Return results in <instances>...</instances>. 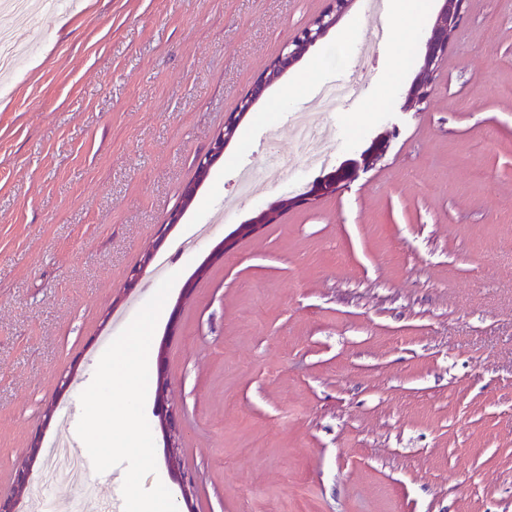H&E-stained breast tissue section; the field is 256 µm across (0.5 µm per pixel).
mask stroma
<instances>
[{"label": "stroma", "mask_w": 512, "mask_h": 512, "mask_svg": "<svg viewBox=\"0 0 512 512\" xmlns=\"http://www.w3.org/2000/svg\"><path fill=\"white\" fill-rule=\"evenodd\" d=\"M328 0H60L0 9V495L48 405L79 396L127 315L145 253L178 278L151 342L166 345L168 448L145 414L178 512H512V0H466L426 100L404 92L421 35L384 38L363 98L331 119L308 169L292 118L347 77L377 34L362 0L268 89L199 187L181 196L243 95ZM347 42L342 63L325 54ZM298 87L288 100V87ZM288 177L241 202L189 254L180 242L261 170L271 127ZM383 158L336 194L239 227L306 193L375 140ZM184 207L165 237L157 229ZM223 259L193 273L219 242ZM189 297H182L186 281ZM162 406V405H161ZM159 426L163 432L164 438L166 439L168 448H178L179 436H180V418L178 413L172 408L162 406V409L158 412Z\"/></svg>", "instance_id": "1"}]
</instances>
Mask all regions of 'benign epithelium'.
<instances>
[{
    "label": "benign epithelium",
    "mask_w": 512,
    "mask_h": 512,
    "mask_svg": "<svg viewBox=\"0 0 512 512\" xmlns=\"http://www.w3.org/2000/svg\"><path fill=\"white\" fill-rule=\"evenodd\" d=\"M441 2L442 5L434 25L425 39L423 64L407 93V100L409 101L420 103L426 99L432 76L442 55L448 49V32L458 27L463 19L465 0H441ZM353 3L354 0H329L327 9L288 42L287 51L278 54L270 62L252 88L241 98L236 112L229 117L224 125V130L217 134L211 141L207 152L198 159L196 179L189 183L183 192V207L171 212L167 222L160 225V236H166L176 224L180 223L185 208L195 198L199 184L206 179L213 163L223 156L224 150L234 138L241 121L261 99L264 92L279 82L288 68L297 63L310 47L315 45L330 29L335 27L340 19L351 9ZM351 174L352 167L343 164L328 174L325 179L313 185L308 193L293 198L280 199L270 204L267 208L255 212L251 218L240 225L242 234H253L267 224L277 223L281 212L293 204L317 200L334 194L338 185L348 180ZM151 260V254H145L142 263L139 267L133 269L127 278L123 287V293H130L137 288ZM158 357L160 373L157 379L156 394L158 400L161 401L167 392L169 384V378L165 370L166 357L164 348H159ZM158 417L159 426L166 439L167 447H179L178 440L181 422L178 413L166 407L158 412ZM40 450L41 438L36 437L33 439L28 450L27 459L16 471L17 493L20 495L27 488L30 471L39 458Z\"/></svg>",
    "instance_id": "1"
}]
</instances>
